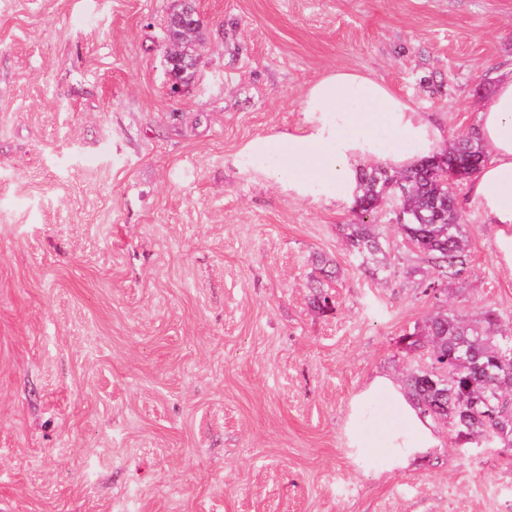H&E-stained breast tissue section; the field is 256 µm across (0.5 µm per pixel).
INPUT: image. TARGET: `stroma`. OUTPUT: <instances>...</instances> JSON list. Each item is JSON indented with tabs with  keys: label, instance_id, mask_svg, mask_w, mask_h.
Wrapping results in <instances>:
<instances>
[{
	"label": "stroma",
	"instance_id": "obj_1",
	"mask_svg": "<svg viewBox=\"0 0 512 512\" xmlns=\"http://www.w3.org/2000/svg\"><path fill=\"white\" fill-rule=\"evenodd\" d=\"M173 0H0V512H512V452L443 445L375 475L343 422L436 311L386 206L390 274L347 248L353 205L235 165L300 124L341 66L474 132L512 66V0H200L202 66L171 94ZM457 193L469 320L512 317V270ZM332 310L312 303L319 258Z\"/></svg>",
	"mask_w": 512,
	"mask_h": 512
}]
</instances>
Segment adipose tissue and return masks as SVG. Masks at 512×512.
<instances>
[{
    "mask_svg": "<svg viewBox=\"0 0 512 512\" xmlns=\"http://www.w3.org/2000/svg\"><path fill=\"white\" fill-rule=\"evenodd\" d=\"M300 110L299 129L257 137L243 156L255 178L311 202L351 203L364 167L412 168L442 138L384 81L344 68L311 84ZM476 134L491 157L468 183L470 201L494 227L498 258L512 269V73L480 110ZM344 431L349 448L370 454L382 473L409 469L441 445L431 418L386 374L353 395Z\"/></svg>",
    "mask_w": 512,
    "mask_h": 512,
    "instance_id": "1",
    "label": "adipose tissue"
}]
</instances>
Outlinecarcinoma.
<instances>
[{
  "label": "carcinoma",
  "instance_id": "1",
  "mask_svg": "<svg viewBox=\"0 0 512 512\" xmlns=\"http://www.w3.org/2000/svg\"><path fill=\"white\" fill-rule=\"evenodd\" d=\"M451 150L463 163L487 160L485 146L474 137H458ZM398 175L406 181L402 207L411 212L398 229L433 271L419 287L436 297L438 286L462 281L470 271L455 183L438 174L429 177L420 166ZM391 177V170L383 167L361 174L357 203L364 220L346 225L351 250L369 265L374 278L386 277L389 263L375 225L365 217L379 209L378 194ZM406 348L423 351L432 364L429 372L414 367L407 378L424 415L450 425L462 444L494 441L512 449V328L503 327L498 314L487 311L481 320L468 323L456 310L443 308L431 320L425 339L416 338Z\"/></svg>",
  "mask_w": 512,
  "mask_h": 512
}]
</instances>
